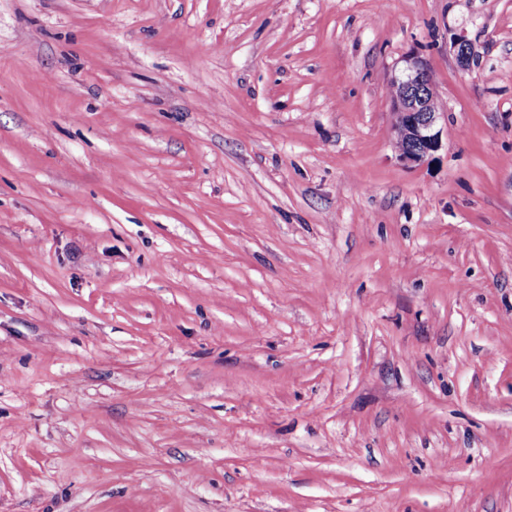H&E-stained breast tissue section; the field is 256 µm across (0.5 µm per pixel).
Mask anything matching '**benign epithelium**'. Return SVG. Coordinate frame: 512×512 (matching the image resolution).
Masks as SVG:
<instances>
[{"label":"benign epithelium","instance_id":"7a95c632","mask_svg":"<svg viewBox=\"0 0 512 512\" xmlns=\"http://www.w3.org/2000/svg\"><path fill=\"white\" fill-rule=\"evenodd\" d=\"M451 48L461 65H470L472 47L464 37L453 38ZM390 88L399 158L415 164L434 160L442 147L441 113L428 98L432 83L426 61L418 55L405 57L403 68L390 79Z\"/></svg>","mask_w":512,"mask_h":512}]
</instances>
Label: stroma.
<instances>
[{"instance_id": "obj_1", "label": "stroma", "mask_w": 512, "mask_h": 512, "mask_svg": "<svg viewBox=\"0 0 512 512\" xmlns=\"http://www.w3.org/2000/svg\"><path fill=\"white\" fill-rule=\"evenodd\" d=\"M0 512H512V0H0ZM403 62V68L390 79L398 155L408 163L430 162L442 142L441 114L428 98L432 89L429 69L418 55H409Z\"/></svg>"}]
</instances>
